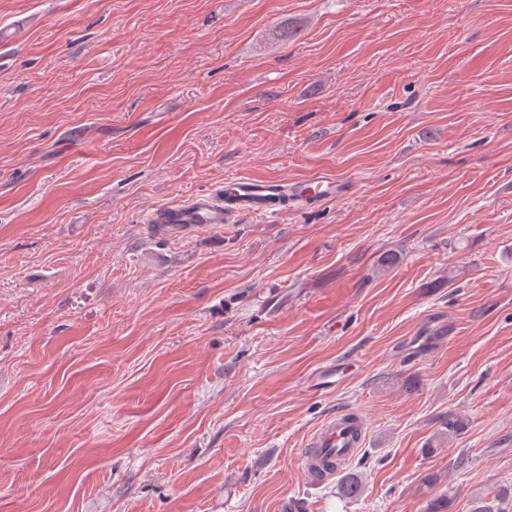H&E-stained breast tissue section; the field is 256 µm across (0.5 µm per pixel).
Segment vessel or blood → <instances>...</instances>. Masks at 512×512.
I'll use <instances>...</instances> for the list:
<instances>
[{"label": "vessel or blood", "instance_id": "obj_1", "mask_svg": "<svg viewBox=\"0 0 512 512\" xmlns=\"http://www.w3.org/2000/svg\"><path fill=\"white\" fill-rule=\"evenodd\" d=\"M350 180L336 177H311L293 183L275 180L237 179L232 185L192 196L155 210L149 217L158 229L189 232L204 226L231 224L241 215L268 217L277 214L282 197L295 202L325 201L351 194ZM366 431L360 418L344 420L336 416L326 421L313 445L343 462L363 445Z\"/></svg>", "mask_w": 512, "mask_h": 512}]
</instances>
